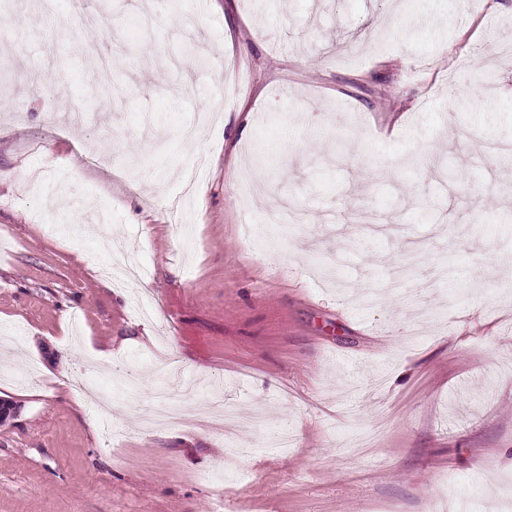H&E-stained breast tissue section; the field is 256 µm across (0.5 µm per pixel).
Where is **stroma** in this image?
<instances>
[{
    "label": "stroma",
    "instance_id": "1",
    "mask_svg": "<svg viewBox=\"0 0 512 512\" xmlns=\"http://www.w3.org/2000/svg\"><path fill=\"white\" fill-rule=\"evenodd\" d=\"M505 39L512 0H0V512L496 507ZM187 383L234 423L154 424Z\"/></svg>",
    "mask_w": 512,
    "mask_h": 512
}]
</instances>
